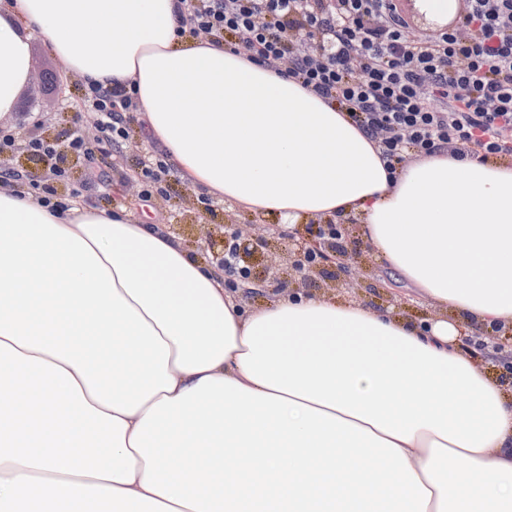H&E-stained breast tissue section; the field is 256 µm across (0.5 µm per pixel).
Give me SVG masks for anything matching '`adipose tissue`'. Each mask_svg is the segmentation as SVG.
Segmentation results:
<instances>
[{"instance_id": "adipose-tissue-1", "label": "adipose tissue", "mask_w": 512, "mask_h": 512, "mask_svg": "<svg viewBox=\"0 0 512 512\" xmlns=\"http://www.w3.org/2000/svg\"><path fill=\"white\" fill-rule=\"evenodd\" d=\"M179 0H8L0 117L40 37L68 74L133 83L191 188L283 222L353 218L437 310L323 295L247 308L162 224L0 190V512H512V393L462 326L512 325V165L389 170L345 112L176 33Z\"/></svg>"}]
</instances>
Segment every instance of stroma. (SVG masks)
<instances>
[{"label": "stroma", "instance_id": "obj_1", "mask_svg": "<svg viewBox=\"0 0 512 512\" xmlns=\"http://www.w3.org/2000/svg\"><path fill=\"white\" fill-rule=\"evenodd\" d=\"M32 60L33 79L19 97L15 118L1 120L0 130L20 140L40 136L60 141L74 124L91 128L80 80L66 73L41 39H34L32 43ZM141 124V118H134L129 124L128 139L101 161L106 186L89 193V204L109 210L126 208L138 216L149 215L154 223L167 225L192 255L205 260L210 259L212 251L222 249L224 230L228 226L239 228L247 243L262 237L263 246L252 251L245 260L253 288L248 300L254 305L265 303L284 289L317 294L330 288L341 302H356L378 309L392 306L417 322L433 317L434 309L427 299L416 290L397 283L372 261L369 246L361 238L355 219L345 222L349 246L344 267L334 268L329 278L312 271L310 279L298 285L289 274L288 255L293 251V241L312 242L310 224L289 225L281 223L274 215L230 212L218 200L203 205L200 194L175 174L169 178L166 195L143 202L139 187L123 177L124 172L137 168L152 152ZM207 234L212 237L208 245L203 242Z\"/></svg>", "mask_w": 512, "mask_h": 512}]
</instances>
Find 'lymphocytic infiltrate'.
I'll list each match as a JSON object with an SVG mask.
<instances>
[{"label":"lymphocytic infiltrate","mask_w":512,"mask_h":512,"mask_svg":"<svg viewBox=\"0 0 512 512\" xmlns=\"http://www.w3.org/2000/svg\"><path fill=\"white\" fill-rule=\"evenodd\" d=\"M176 22L182 37L233 39L254 63L345 110L388 165L445 149L481 160L512 155V0H464L455 22L420 36L409 34L394 0H181ZM135 94L131 85H84L105 145L128 138ZM19 151L47 167L32 183L44 207L63 212L81 197L57 191L69 155L89 153L80 130L60 142L0 135V156ZM316 237L318 246H295L302 269L347 252L342 222L318 225Z\"/></svg>","instance_id":"f902f5d3"}]
</instances>
